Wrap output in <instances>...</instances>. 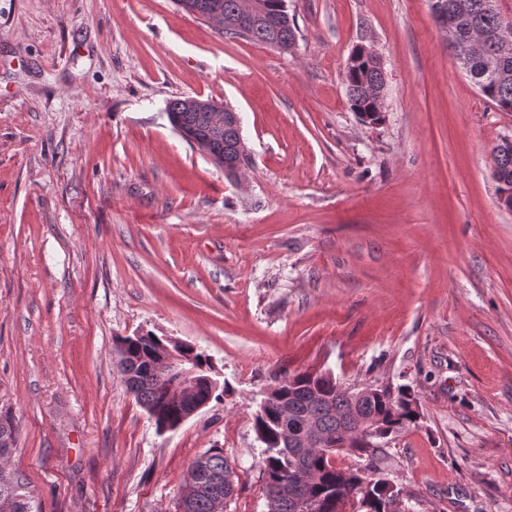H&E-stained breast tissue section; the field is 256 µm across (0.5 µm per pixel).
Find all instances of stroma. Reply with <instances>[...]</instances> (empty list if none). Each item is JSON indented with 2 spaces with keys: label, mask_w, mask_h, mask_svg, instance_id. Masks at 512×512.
<instances>
[{
  "label": "stroma",
  "mask_w": 512,
  "mask_h": 512,
  "mask_svg": "<svg viewBox=\"0 0 512 512\" xmlns=\"http://www.w3.org/2000/svg\"><path fill=\"white\" fill-rule=\"evenodd\" d=\"M285 52L221 36L174 0H0V410L35 512H181L223 449L226 512H267L253 415L276 378L408 386L383 441L400 512H512V138L429 0H288ZM369 44L382 125L344 71ZM212 99L251 163L227 178L166 108ZM171 336L230 391L158 431L118 338ZM493 154L494 160L500 169L501 177L504 180V185L497 187V193H509L508 199L510 198L512 201V143L509 145L505 143V138L501 139V141L494 147ZM494 160L491 167L492 179L496 184L497 182L503 184V180L500 179L499 171Z\"/></svg>",
  "instance_id": "35a3bbf8"
}]
</instances>
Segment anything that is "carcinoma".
Segmentation results:
<instances>
[{"instance_id": "1", "label": "carcinoma", "mask_w": 512, "mask_h": 512, "mask_svg": "<svg viewBox=\"0 0 512 512\" xmlns=\"http://www.w3.org/2000/svg\"><path fill=\"white\" fill-rule=\"evenodd\" d=\"M240 0H181L183 9L199 12L205 19L215 10L224 17L233 16ZM263 11L277 18L274 25L263 21L251 31L240 34L223 30L229 38L260 42L282 51L295 42L296 25L290 19L286 0H260ZM451 4L458 11L454 32L455 58L459 66L472 78L480 92L499 110L512 112V56L505 64L499 63L498 32L504 22L491 0H431V13L441 5ZM345 82L350 109L360 122L373 120L381 108L379 94L385 90L384 73L373 65L372 59L356 53L353 63L346 64ZM189 98L171 101L167 116L171 125L194 139L205 143L208 152L224 158L225 174L233 176L238 158L237 145L241 132L233 125L212 123V113L193 109ZM504 185L497 191L508 193L512 199V144L500 141L493 149ZM161 337L146 333L132 340L119 338L117 348H126L130 360V375L126 387L147 413L155 418L156 428L163 431L176 425L184 406L169 396L168 381L150 373V362L158 351ZM203 376L198 396L218 401L226 392V382L208 371ZM415 399L404 388L392 390L381 387L378 392L357 404L356 416H351L349 401L336 379L326 373H299L291 383H283L267 402L260 404L254 414L253 427L262 443V468L265 475L264 494L267 512H347L359 505L356 512H397L396 485L378 472L375 461L382 454L378 441L366 434L367 428L358 427L364 421H378L383 425L380 438L416 425L420 413L413 406ZM351 417L354 436L347 448L343 442L339 418ZM314 418L333 447L308 449L291 448L284 438L285 430H295L305 420ZM15 441L13 417L0 412V444ZM345 452L366 459L365 468L336 466V454ZM199 471L198 488L182 499L181 512H212V500L217 495L224 501L234 494L235 471L222 448H210L191 464L189 473ZM310 476L305 494L312 501V509L301 510L291 497V485L297 471ZM9 499L12 512H34L32 492L27 480L20 474L0 467V501Z\"/></svg>"}]
</instances>
